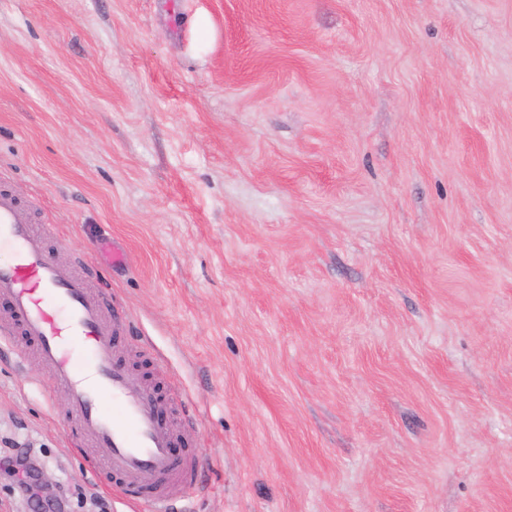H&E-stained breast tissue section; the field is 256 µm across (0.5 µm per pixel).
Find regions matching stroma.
<instances>
[{
  "instance_id": "35a3bbf8",
  "label": "stroma",
  "mask_w": 512,
  "mask_h": 512,
  "mask_svg": "<svg viewBox=\"0 0 512 512\" xmlns=\"http://www.w3.org/2000/svg\"><path fill=\"white\" fill-rule=\"evenodd\" d=\"M0 189L199 456L173 512H512V0H0ZM0 326V512H149Z\"/></svg>"
}]
</instances>
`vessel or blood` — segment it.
<instances>
[{"label": "vessel or blood", "mask_w": 512, "mask_h": 512, "mask_svg": "<svg viewBox=\"0 0 512 512\" xmlns=\"http://www.w3.org/2000/svg\"><path fill=\"white\" fill-rule=\"evenodd\" d=\"M48 232L33 226L18 198L0 189V300L69 399L76 447L112 474L113 488L147 500L154 512L187 494L193 455L176 456L179 423L159 418L161 402L131 375L114 341L105 298L80 267L61 266Z\"/></svg>", "instance_id": "obj_1"}]
</instances>
